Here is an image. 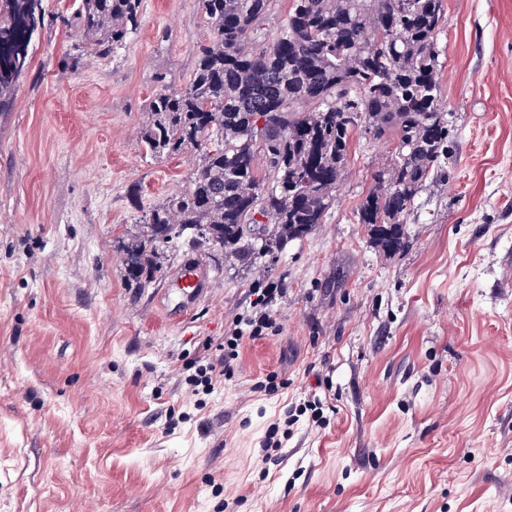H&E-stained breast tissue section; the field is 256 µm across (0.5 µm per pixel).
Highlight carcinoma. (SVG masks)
I'll return each instance as SVG.
<instances>
[{
    "label": "carcinoma",
    "mask_w": 512,
    "mask_h": 512,
    "mask_svg": "<svg viewBox=\"0 0 512 512\" xmlns=\"http://www.w3.org/2000/svg\"><path fill=\"white\" fill-rule=\"evenodd\" d=\"M270 0H199L213 38L195 56L180 90L167 74L148 104L142 140L154 155L202 153L191 186L150 211L124 245L126 275L147 283L161 249L185 242L253 261L279 252L324 223L358 123L376 139L394 137L390 164L356 212L382 250L407 246L404 219L424 183L441 172L448 117L438 108L437 37L443 0H293L271 41L247 32ZM141 0H80L84 40L60 61L107 59L139 28ZM42 0H0V111L31 64ZM267 161L254 166L256 151ZM397 184L387 191L384 176ZM255 192L244 196L238 183Z\"/></svg>",
    "instance_id": "carcinoma-1"
}]
</instances>
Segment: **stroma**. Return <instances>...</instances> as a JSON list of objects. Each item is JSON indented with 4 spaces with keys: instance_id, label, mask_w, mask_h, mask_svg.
I'll use <instances>...</instances> for the list:
<instances>
[{
    "instance_id": "stroma-1",
    "label": "stroma",
    "mask_w": 512,
    "mask_h": 512,
    "mask_svg": "<svg viewBox=\"0 0 512 512\" xmlns=\"http://www.w3.org/2000/svg\"><path fill=\"white\" fill-rule=\"evenodd\" d=\"M443 4L448 153L403 252L356 221L395 145L359 130L307 237L253 263L185 245L138 285L124 242L201 164L147 152L155 76L184 87L211 28L197 0H142L124 50L65 70L78 0H43L0 112V512H512V0ZM189 264L192 295L170 285ZM262 288L279 334L193 393L185 368L223 354Z\"/></svg>"
}]
</instances>
